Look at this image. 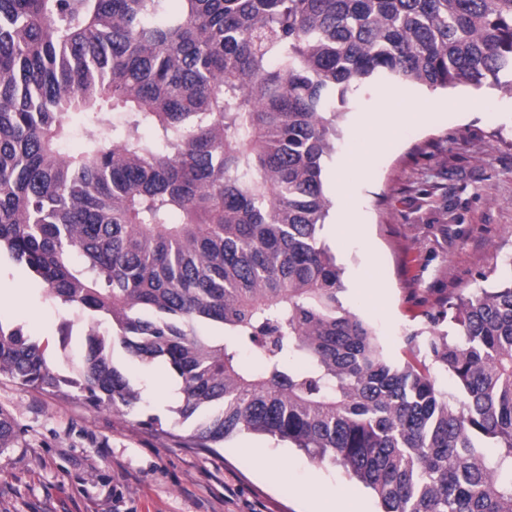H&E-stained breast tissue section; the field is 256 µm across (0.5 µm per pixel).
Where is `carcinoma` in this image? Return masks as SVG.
Returning a JSON list of instances; mask_svg holds the SVG:
<instances>
[{
    "label": "carcinoma",
    "instance_id": "1",
    "mask_svg": "<svg viewBox=\"0 0 512 512\" xmlns=\"http://www.w3.org/2000/svg\"><path fill=\"white\" fill-rule=\"evenodd\" d=\"M170 2L0 0V260L88 319L66 371L0 322V375L131 410L120 349L181 380L175 424L199 448L271 435L381 512H512V274L395 363L318 238L349 87L511 95L512 0Z\"/></svg>",
    "mask_w": 512,
    "mask_h": 512
}]
</instances>
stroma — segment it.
I'll use <instances>...</instances> for the list:
<instances>
[{"label": "stroma", "instance_id": "35a3bbf8", "mask_svg": "<svg viewBox=\"0 0 512 512\" xmlns=\"http://www.w3.org/2000/svg\"><path fill=\"white\" fill-rule=\"evenodd\" d=\"M390 90L378 83L349 92L324 160L331 208L319 237L343 269L344 307L370 322L386 355L402 362L410 357L406 336L428 330L429 316L449 330L442 316L449 302L512 267V96L488 82L402 85L405 102L439 113L438 126L398 128L373 154L369 174L350 173L345 187H335L362 118L382 111ZM472 97L474 110L459 109ZM348 208L362 215L374 256L358 240L334 237L331 226ZM0 286L18 293L0 321L22 325L64 368L59 328L68 321L81 334L86 318L14 264L0 263ZM135 376L141 402L121 412L0 375V410L14 418L18 436L0 448V512H316L315 488L378 512L376 499L340 467L271 437L242 431L220 448L190 447L188 426L173 423L181 393L166 388V369L141 367ZM145 411L161 417L163 432L141 425ZM259 454L278 466L279 482L257 469Z\"/></svg>", "mask_w": 512, "mask_h": 512}]
</instances>
